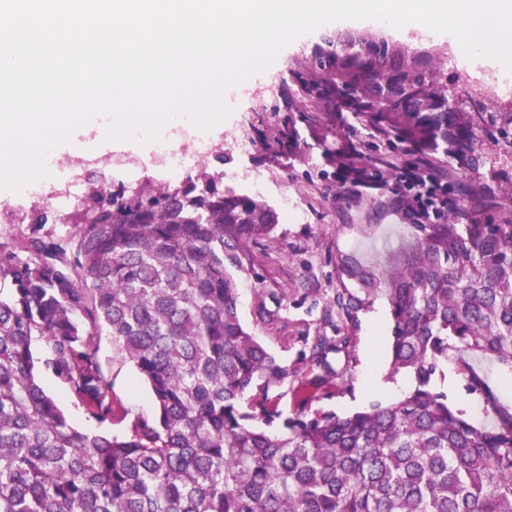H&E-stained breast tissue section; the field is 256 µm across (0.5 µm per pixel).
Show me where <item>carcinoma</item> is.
Listing matches in <instances>:
<instances>
[{
	"label": "carcinoma",
	"instance_id": "obj_1",
	"mask_svg": "<svg viewBox=\"0 0 512 512\" xmlns=\"http://www.w3.org/2000/svg\"><path fill=\"white\" fill-rule=\"evenodd\" d=\"M435 59L382 33L313 47L297 95L347 112L412 164H470L483 144ZM446 224L407 225L382 264L336 259L333 305L351 321L377 298L391 317L392 403L313 408L351 337L312 338L288 367L247 330L236 272L278 214L203 172L129 194L93 184L95 214L60 236L0 246V512H512V406L473 366L512 371V208L448 179ZM107 333L148 386L154 419L124 436L75 427L40 377L51 373L98 426L117 415L95 337ZM39 341L45 356H34ZM496 421L479 425L436 379L448 353ZM292 397V409L282 407Z\"/></svg>",
	"mask_w": 512,
	"mask_h": 512
}]
</instances>
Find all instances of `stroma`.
Returning a JSON list of instances; mask_svg holds the SVG:
<instances>
[{
  "label": "stroma",
  "mask_w": 512,
  "mask_h": 512,
  "mask_svg": "<svg viewBox=\"0 0 512 512\" xmlns=\"http://www.w3.org/2000/svg\"><path fill=\"white\" fill-rule=\"evenodd\" d=\"M360 29H376V22L360 20ZM346 21L326 24L283 48L279 66L272 72H260L250 78L245 94L231 100V113L224 120L226 132L244 133L255 142L254 152L246 158L231 149H223L208 159L204 167L220 179L221 189L232 186L224 173L243 168L269 181L273 189L263 201L278 206L281 193H288L298 208L294 220H281L276 233L249 245L251 264L239 273V311L247 329L274 355L295 365L303 348L301 338L316 333L319 318L339 288L336 256L354 250L373 259L397 249L407 233L405 225L382 216L378 204L381 193L347 204L339 192L350 185L348 173L349 144H359L365 154H372L368 131L354 127L340 113L320 109L313 121L296 125L295 144L279 147L273 140L293 108L296 89L294 75L301 69L314 44L353 26ZM493 58H459L448 65V87L459 94L461 111L471 115L479 136L508 130V138H499L494 149L483 154L477 165L461 166L456 160L442 159L445 168L458 171L469 185H493L497 200L512 202V98L493 95L475 96L467 89L472 77L486 75ZM110 117L99 116L78 127L69 142L58 145L66 156L104 159L119 151L141 153L139 143L110 141L106 130ZM277 312L272 321L261 319V309ZM388 308L375 300L360 312L357 325L337 319L339 333H352L350 367L330 396L320 401V408L339 413L363 408L374 402L388 403L407 387L404 376L388 375ZM98 356L111 376L113 396L119 415L111 431L127 433L138 419L149 420L155 407L147 388L139 383L130 366L115 351L109 336H99ZM465 375L456 359H449L441 388L448 401L467 417L480 424L493 421L494 415L482 394L467 390Z\"/></svg>",
  "instance_id": "1"
}]
</instances>
